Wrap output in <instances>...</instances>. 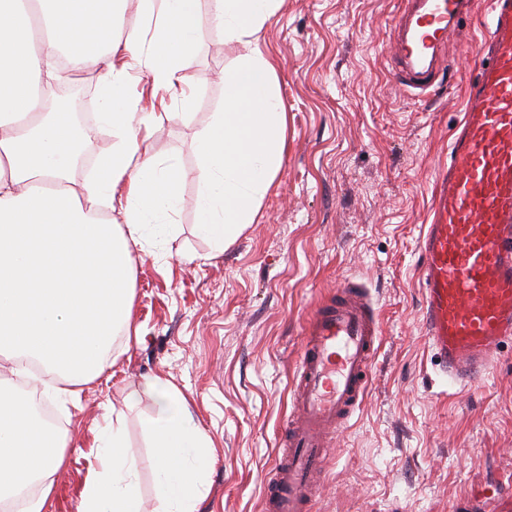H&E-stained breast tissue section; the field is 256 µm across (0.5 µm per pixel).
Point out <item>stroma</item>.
<instances>
[{
  "instance_id": "obj_1",
  "label": "stroma",
  "mask_w": 512,
  "mask_h": 512,
  "mask_svg": "<svg viewBox=\"0 0 512 512\" xmlns=\"http://www.w3.org/2000/svg\"><path fill=\"white\" fill-rule=\"evenodd\" d=\"M402 0H284L257 35L277 62L288 112L282 167L260 215L214 256L197 222L194 135L224 103L221 72L241 55L208 19L185 62L191 109L155 131L156 153L188 176L176 231L154 242L133 272L137 336H117L114 363L55 397L63 378L41 373L40 400L65 424L66 464L43 512H77L105 416L123 417L145 512L154 506L158 410L146 379L174 384L215 460L198 512H263L261 489L291 412L290 386L315 301L346 278L377 297L380 354L363 406L334 441L315 512H512V352L478 385L448 383L422 323L419 246L436 175L463 118L464 88L479 68L488 0H477L448 46L452 87L414 100L388 56Z\"/></svg>"
}]
</instances>
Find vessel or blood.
<instances>
[{"label": "vessel or blood", "mask_w": 512, "mask_h": 512, "mask_svg": "<svg viewBox=\"0 0 512 512\" xmlns=\"http://www.w3.org/2000/svg\"><path fill=\"white\" fill-rule=\"evenodd\" d=\"M390 50L394 74L420 95L446 72L443 50L473 0H403ZM476 78L465 89L433 220L420 240L423 325L450 384L482 381L512 345V0H489ZM381 330L364 283L346 279L306 319L282 453L263 484L264 512H314L332 441L360 408Z\"/></svg>", "instance_id": "1"}]
</instances>
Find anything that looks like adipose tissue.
<instances>
[{
  "instance_id": "ef3b65f1",
  "label": "adipose tissue",
  "mask_w": 512,
  "mask_h": 512,
  "mask_svg": "<svg viewBox=\"0 0 512 512\" xmlns=\"http://www.w3.org/2000/svg\"><path fill=\"white\" fill-rule=\"evenodd\" d=\"M0 0V351L34 358L80 386L109 365L115 337L132 327L134 250L170 233L185 173L152 151L160 94L191 108L184 61L199 29L196 0ZM283 0H210L211 21L243 47L224 72V109L196 133V234L215 254L253 224L282 166L287 114L272 59L256 35ZM125 38H117V31ZM148 82L131 94V71ZM98 74L99 119L113 142L82 191L69 185L79 139L46 89ZM122 224H114L113 211ZM158 407L154 512H198L213 461L211 439L170 382L146 383ZM64 440L28 402L0 390V496L39 484L41 512L65 456ZM78 512H142L121 423L106 421Z\"/></svg>"
}]
</instances>
